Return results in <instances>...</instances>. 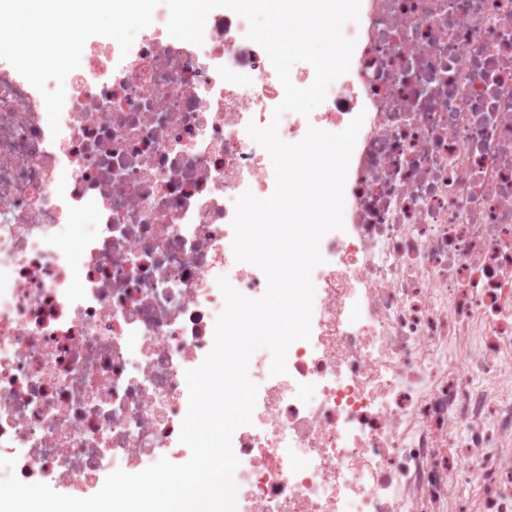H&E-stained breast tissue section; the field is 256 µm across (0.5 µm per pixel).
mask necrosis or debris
I'll list each match as a JSON object with an SVG mask.
<instances>
[{"label": "necrosis or debris", "instance_id": "4bbe7bcc", "mask_svg": "<svg viewBox=\"0 0 512 512\" xmlns=\"http://www.w3.org/2000/svg\"><path fill=\"white\" fill-rule=\"evenodd\" d=\"M168 17L125 55L87 40L56 136L0 59V450L78 498L189 459L185 372L213 346L217 279L267 288L232 221L244 191L274 190L247 127L284 89L235 12L212 10L199 45ZM342 32L349 72L279 131L363 115L347 221L287 374L250 359L236 512H512V0H361ZM88 214L77 255L61 232Z\"/></svg>", "mask_w": 512, "mask_h": 512}]
</instances>
